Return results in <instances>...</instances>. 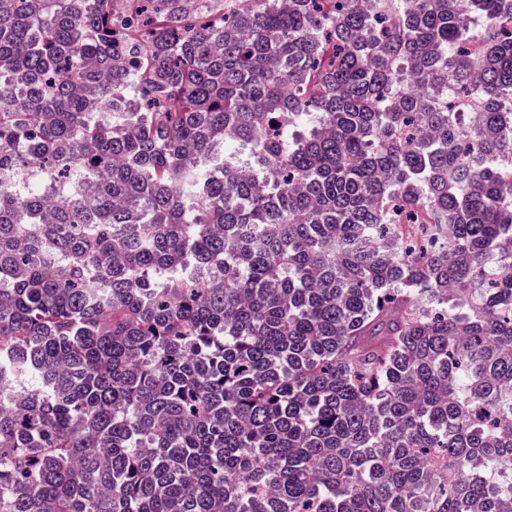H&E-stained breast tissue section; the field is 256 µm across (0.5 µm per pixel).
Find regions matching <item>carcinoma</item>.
<instances>
[{"mask_svg": "<svg viewBox=\"0 0 512 512\" xmlns=\"http://www.w3.org/2000/svg\"><path fill=\"white\" fill-rule=\"evenodd\" d=\"M108 2L0 0V512H512V0Z\"/></svg>", "mask_w": 512, "mask_h": 512, "instance_id": "carcinoma-1", "label": "carcinoma"}]
</instances>
